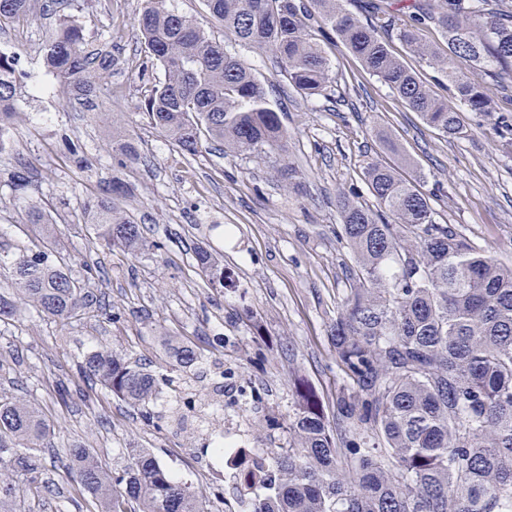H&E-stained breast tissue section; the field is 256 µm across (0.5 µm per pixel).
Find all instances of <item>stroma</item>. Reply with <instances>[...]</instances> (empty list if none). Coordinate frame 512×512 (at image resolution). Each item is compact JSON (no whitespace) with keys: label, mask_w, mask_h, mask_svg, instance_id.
<instances>
[{"label":"stroma","mask_w":512,"mask_h":512,"mask_svg":"<svg viewBox=\"0 0 512 512\" xmlns=\"http://www.w3.org/2000/svg\"><path fill=\"white\" fill-rule=\"evenodd\" d=\"M142 0H68L63 12L83 27L89 47L119 52L122 64L94 93H63L43 61L55 17L0 30V51L16 55L23 112L14 145L0 153V246L25 239L24 203L50 211L73 277L89 279L93 301L60 323L22 305L0 321V397L34 406L55 429L52 447L34 448L38 476L53 495L29 499L31 512H98V502L63 478L70 448L92 449L118 469L131 448H146L190 484L208 512H242L245 502L222 459L200 461L214 428L234 424L247 448L276 449L295 407L293 379L304 376L336 401L330 326L344 297L336 237L339 192L363 187L374 159L422 176L443 224H453L500 262L512 264V138L493 120L464 113L467 134L448 138L426 126L343 45H326L333 81L325 95L297 93L273 60L246 46L239 59L265 80L288 136L295 186L276 174L274 156L224 154L202 146L188 155L153 128L139 103L162 76L136 38ZM121 127L143 156L126 168L133 191L124 206L144 229L130 252L98 240L82 221L86 201L111 182L110 143ZM31 166L18 196L11 173ZM206 248L224 271L203 272ZM261 335H254V327ZM176 345L199 360L179 366ZM107 347L159 381L150 418L81 378L84 355Z\"/></svg>","instance_id":"stroma-1"}]
</instances>
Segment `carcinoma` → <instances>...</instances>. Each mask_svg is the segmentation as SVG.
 <instances>
[{
  "label": "carcinoma",
  "mask_w": 512,
  "mask_h": 512,
  "mask_svg": "<svg viewBox=\"0 0 512 512\" xmlns=\"http://www.w3.org/2000/svg\"><path fill=\"white\" fill-rule=\"evenodd\" d=\"M225 37L279 64L288 84L308 98L332 81L319 32L339 40L365 70L387 85L430 128L449 138L467 130L462 112L492 118L483 81L457 73L468 58L492 79H512V11L492 0H415L398 12L362 20L347 0H203ZM61 0H0V26L58 11ZM432 24L448 41L440 54L421 37ZM137 31L163 79L139 109L182 152L202 141L247 155L288 152L287 135L264 82L228 47L167 6L143 0ZM448 76L451 100L433 96L394 56L386 37ZM60 88L77 95L106 82L120 58L85 48L81 26L61 19L44 47ZM15 55L0 51V130L20 114ZM119 166L139 160L134 143L112 128ZM364 182L375 205L341 192L336 234L350 252L349 288L330 328L336 361V415L305 379L294 383L288 446L270 458L249 512H512V265H504L441 224L416 179L372 161ZM131 195L119 176L85 203V223L109 245L135 251L139 224L120 205ZM45 210L28 212L29 245L0 254V321L19 301L40 316L69 319L93 301L89 280L72 277ZM79 372L113 395L145 408L156 378L108 350L89 352ZM54 430L31 405L0 400V465L31 475L21 452L50 443ZM68 475L102 512H207L205 502L147 449L132 448L119 471L87 448L70 449ZM0 512H28L25 494L0 473Z\"/></svg>",
  "instance_id": "carcinoma-1"
}]
</instances>
